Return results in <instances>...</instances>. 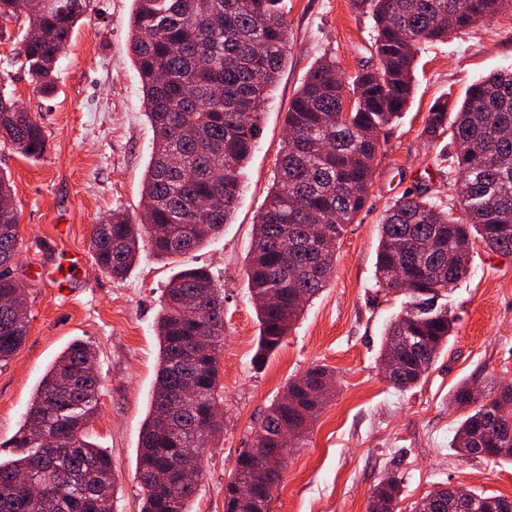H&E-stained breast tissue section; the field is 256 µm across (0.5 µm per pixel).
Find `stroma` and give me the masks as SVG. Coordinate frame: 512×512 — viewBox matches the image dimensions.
<instances>
[{"label":"stroma","instance_id":"obj_1","mask_svg":"<svg viewBox=\"0 0 512 512\" xmlns=\"http://www.w3.org/2000/svg\"><path fill=\"white\" fill-rule=\"evenodd\" d=\"M284 4L286 66L262 115L230 224L205 246L172 260L142 249L121 280L91 258L90 238L112 210L138 216L152 151L154 134L129 52L132 0H90L48 95L14 57L26 21L7 23L0 85L41 123L47 140L37 159L0 142V171L14 184L19 212L13 273L29 305L26 341L0 365V458H12L11 442L44 373L69 343L89 342L98 352L99 410L86 433L112 457L117 486L110 512H141L138 446L160 361L162 295L179 269L203 267L224 286V432L203 454L205 475L192 512H224L234 459L252 446L267 407L289 381L315 365L335 370V395L289 455L272 512H368L373 488L390 472L402 480L398 512H411L430 491L446 487L512 499L511 464L457 456L452 440L464 411L451 403L455 385L471 376L492 386L512 385V257L474 245L469 276L448 293L457 317L454 334L424 379L407 391L395 389L379 369L382 333L401 299L383 291L375 277L379 226L392 202L421 190L436 200L452 192L454 177L444 157L455 145L446 135L425 138L430 105L445 95L462 101L473 83L512 68V11L421 45L413 99L382 137L365 206L345 227L331 281L258 367L247 257L254 217L276 175L289 103L320 57H335L346 79L375 62L373 21L352 0ZM72 252L87 259L61 277Z\"/></svg>","mask_w":512,"mask_h":512}]
</instances>
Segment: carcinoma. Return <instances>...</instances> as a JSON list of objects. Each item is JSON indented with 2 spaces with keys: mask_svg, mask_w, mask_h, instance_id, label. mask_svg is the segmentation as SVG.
Segmentation results:
<instances>
[{
  "mask_svg": "<svg viewBox=\"0 0 512 512\" xmlns=\"http://www.w3.org/2000/svg\"><path fill=\"white\" fill-rule=\"evenodd\" d=\"M89 0H0V22L21 16L29 32L16 57L46 93L58 60ZM129 51L142 81L145 116L154 131L142 183L143 211L134 222L122 210L93 228L90 248L99 267L124 278L143 247L172 259L199 248L229 223L241 194V176L260 133V116L285 64L288 19L283 0H133ZM372 15L374 67L346 83L333 58L317 61L288 107L277 175L253 224L248 288L259 323L254 364L262 365L292 325L329 283L345 225L365 205L381 134L407 108L420 44L442 40L512 9V0H354ZM454 113L448 119V113ZM512 69L473 84L459 105L438 99L423 134L450 133L448 156L456 201L433 202L421 193L395 200L381 222L375 275L383 288L405 296L388 325L379 365L397 389L415 387L441 354L456 319L439 303L469 274L472 243L512 256ZM0 139L39 157L46 134L14 96L0 91ZM13 183L0 174V364L23 346L27 304L12 276L18 252ZM160 365L138 456L141 512H191L203 458L185 448H208L224 429L212 413L219 394L224 348V289L208 270L185 268L164 292L157 322ZM93 345L75 341L43 376L13 440L16 458L0 460V512H99L112 498L110 456L86 440L98 409ZM465 379L452 398L470 411L453 448L462 456L512 462V386L475 398ZM335 372L315 365L288 384L256 434L254 455L242 451L233 471L252 488L237 496L229 484L224 512H271L294 441L302 439L335 392ZM196 481L182 479L185 467ZM401 481L374 488L368 512H397ZM509 500L451 489L434 490L415 512H504Z\"/></svg>",
  "mask_w": 512,
  "mask_h": 512,
  "instance_id": "1",
  "label": "carcinoma"
}]
</instances>
